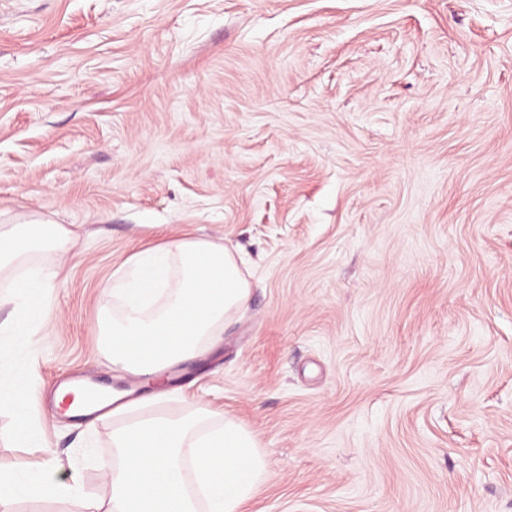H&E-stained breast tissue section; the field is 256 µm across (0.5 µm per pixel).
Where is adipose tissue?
<instances>
[{"mask_svg":"<svg viewBox=\"0 0 512 512\" xmlns=\"http://www.w3.org/2000/svg\"><path fill=\"white\" fill-rule=\"evenodd\" d=\"M77 238L65 224H0V278H10L9 299L19 308L13 319L0 323L1 335H32L48 315L42 299L63 284L61 265L31 262V253L65 257ZM111 294L117 303L111 327L113 366L154 377L217 344L225 322L246 308L251 283L223 242L179 237L130 255L112 279ZM0 408L16 418L19 447H37L24 378L0 383ZM51 491L50 472L0 464V512L12 502Z\"/></svg>","mask_w":512,"mask_h":512,"instance_id":"obj_1","label":"adipose tissue"}]
</instances>
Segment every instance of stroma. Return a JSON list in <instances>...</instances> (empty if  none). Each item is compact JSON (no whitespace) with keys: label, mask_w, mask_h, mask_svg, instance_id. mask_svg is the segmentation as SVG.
I'll return each instance as SVG.
<instances>
[{"label":"stroma","mask_w":512,"mask_h":512,"mask_svg":"<svg viewBox=\"0 0 512 512\" xmlns=\"http://www.w3.org/2000/svg\"><path fill=\"white\" fill-rule=\"evenodd\" d=\"M74 226L66 283L0 381V463L87 512L121 418L113 273L188 231L250 259L249 309L174 370L169 415L255 436L246 512H512V0H0V224ZM0 408L11 411L17 421L16 441L21 448L38 445V429L30 423L32 414L28 382L17 377L10 384L0 383Z\"/></svg>","instance_id":"obj_1"}]
</instances>
